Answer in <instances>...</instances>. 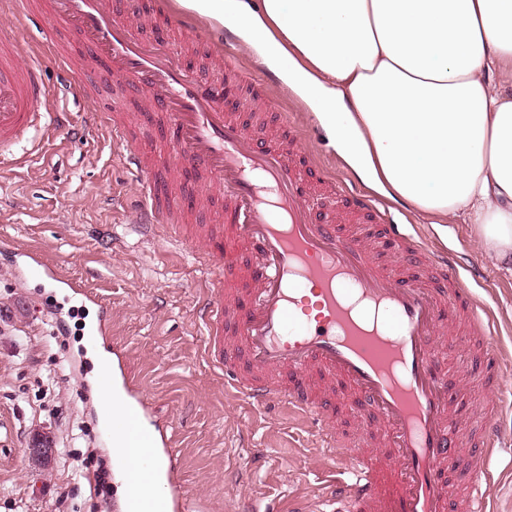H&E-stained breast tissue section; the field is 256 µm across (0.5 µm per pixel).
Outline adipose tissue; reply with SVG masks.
Listing matches in <instances>:
<instances>
[{"label": "adipose tissue", "instance_id": "ef3b65f1", "mask_svg": "<svg viewBox=\"0 0 512 512\" xmlns=\"http://www.w3.org/2000/svg\"><path fill=\"white\" fill-rule=\"evenodd\" d=\"M226 26L374 193L477 225L512 277V0H181Z\"/></svg>", "mask_w": 512, "mask_h": 512}]
</instances>
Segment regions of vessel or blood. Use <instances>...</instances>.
I'll return each mask as SVG.
<instances>
[{
    "mask_svg": "<svg viewBox=\"0 0 512 512\" xmlns=\"http://www.w3.org/2000/svg\"><path fill=\"white\" fill-rule=\"evenodd\" d=\"M51 11L62 22L50 33L55 49H93L116 80L148 89L147 111L166 131L159 154L216 189L225 224L217 251L201 225L183 223L175 197L159 196L140 151L125 155L143 183L137 212L149 234L191 249L221 272L202 288L199 313L208 357L225 385L249 405L283 404L311 420L334 476L336 512H448L452 484L468 490L467 512H487L484 464L497 451L502 406L488 405L471 427L458 410L470 388L493 385L505 365L487 340L489 310L463 285L447 253L426 254L424 240L387 222L363 195L329 189L327 178L313 173L291 113L274 104L257 109L252 81L243 80L241 98L229 102L223 84L186 68L175 38L143 37L112 12L111 0H52ZM170 26L210 50L223 41L175 19ZM48 97L40 62L20 65L0 47L1 152L41 121ZM320 186L317 212L306 196ZM350 223L376 225L379 241L391 242L402 264L381 262L347 232ZM0 250L22 259L25 272L71 287L43 252L8 242ZM452 352L473 358L467 385L451 381ZM339 386L356 400L359 439L381 429L378 448L336 437L331 418ZM99 391L113 447L139 449L168 486L159 495L151 485L132 484L124 512H188L172 441L142 428L144 404L134 401V388L118 391L104 372Z\"/></svg>",
    "mask_w": 512,
    "mask_h": 512,
    "instance_id": "b4317fda",
    "label": "vessel or blood"
}]
</instances>
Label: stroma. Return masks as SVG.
I'll list each match as a JSON object with an SVG mask.
<instances>
[{"mask_svg": "<svg viewBox=\"0 0 512 512\" xmlns=\"http://www.w3.org/2000/svg\"><path fill=\"white\" fill-rule=\"evenodd\" d=\"M51 20L0 13V37L21 63L45 46ZM185 61L207 79L224 75V59L248 74L292 112L305 149L338 184L359 181L327 145L316 118L270 70L253 62L239 39L215 58L195 41H180ZM42 64L50 97L46 118L28 130L13 157L0 158V237L42 248L64 274L98 294L109 311L96 333L98 308L48 281L25 275L0 253V512H123L122 463L103 440L105 424L94 382L95 363L121 348L120 370L140 383L144 423L172 437L190 512H285L293 501L310 512H332L329 481L306 422L281 408L266 412L226 391L205 356L206 329L197 298L208 271L185 250L172 249L135 228L129 209L141 188L110 132L94 124L85 93L125 94L136 105L122 113L130 143L148 147L143 91L104 79L102 62ZM73 74L61 91V69ZM69 115L62 128L53 113ZM381 209L446 249L459 274L495 314L494 340L512 361V278L503 277L474 244L472 224H433L405 202L378 197ZM57 448L49 470L27 454L34 433ZM502 449L489 464L486 495L493 512H512V408L501 413ZM99 491L90 494L89 478Z\"/></svg>", "mask_w": 512, "mask_h": 512, "instance_id": "1", "label": "stroma"}]
</instances>
